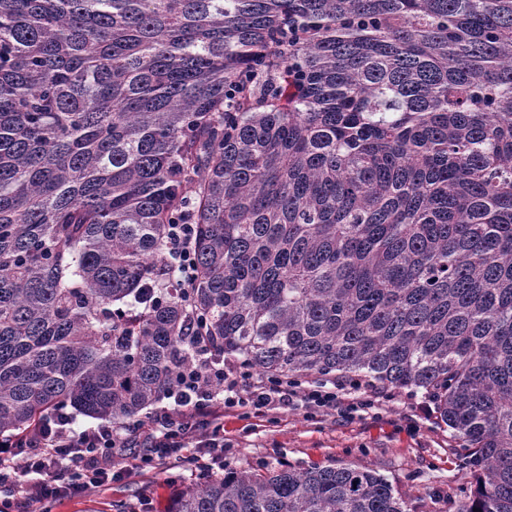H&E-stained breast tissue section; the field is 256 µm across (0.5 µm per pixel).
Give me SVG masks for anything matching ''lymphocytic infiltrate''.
I'll return each instance as SVG.
<instances>
[{
  "label": "lymphocytic infiltrate",
  "mask_w": 512,
  "mask_h": 512,
  "mask_svg": "<svg viewBox=\"0 0 512 512\" xmlns=\"http://www.w3.org/2000/svg\"><path fill=\"white\" fill-rule=\"evenodd\" d=\"M193 233V225H175L167 247L178 263L182 288L195 276ZM386 395L384 388L358 380L334 378L305 386L281 376L257 378L214 352L198 353L177 372L168 405L147 421L130 427L103 422L78 430L69 414L53 413L22 433L1 437L0 489L16 491L19 512H36L45 501L78 498L111 483L122 472L114 449L139 445L148 450L142 458L146 464L177 459L190 450L202 471H220L226 408L247 401L258 417L300 403L322 411L356 412L374 408Z\"/></svg>",
  "instance_id": "1"
}]
</instances>
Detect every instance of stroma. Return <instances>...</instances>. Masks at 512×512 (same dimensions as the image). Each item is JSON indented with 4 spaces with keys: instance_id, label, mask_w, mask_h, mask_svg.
I'll list each match as a JSON object with an SVG mask.
<instances>
[{
    "instance_id": "stroma-1",
    "label": "stroma",
    "mask_w": 512,
    "mask_h": 512,
    "mask_svg": "<svg viewBox=\"0 0 512 512\" xmlns=\"http://www.w3.org/2000/svg\"><path fill=\"white\" fill-rule=\"evenodd\" d=\"M422 399L419 391H395L376 412L351 420L296 407L247 422L242 408L233 407L224 418L229 443L224 460L231 468L281 461L297 468L352 463L383 475L406 498L421 502L423 512H448L449 500L470 493L475 477L463 467L448 428L432 417L416 418L414 405ZM194 477L191 467L158 462L84 497L43 504L42 512H113L118 501L143 502L144 512H169L173 493Z\"/></svg>"
}]
</instances>
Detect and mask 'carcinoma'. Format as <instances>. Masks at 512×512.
<instances>
[{"label":"carcinoma","instance_id":"1","mask_svg":"<svg viewBox=\"0 0 512 512\" xmlns=\"http://www.w3.org/2000/svg\"><path fill=\"white\" fill-rule=\"evenodd\" d=\"M190 320L263 377L422 391L452 512H512V0H0V436L141 421ZM170 512L415 510L282 462ZM194 224H175L167 250L170 259L177 261L180 271L178 288H189L194 281L195 263L192 252Z\"/></svg>","mask_w":512,"mask_h":512}]
</instances>
